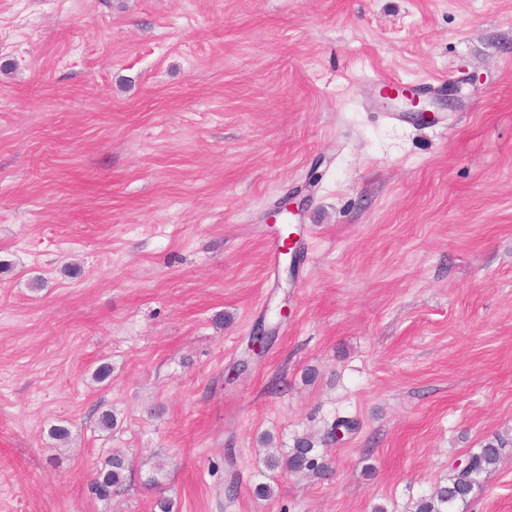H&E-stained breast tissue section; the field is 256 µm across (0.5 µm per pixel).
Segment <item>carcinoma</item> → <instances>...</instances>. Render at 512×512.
I'll use <instances>...</instances> for the list:
<instances>
[{
	"label": "carcinoma",
	"instance_id": "carcinoma-1",
	"mask_svg": "<svg viewBox=\"0 0 512 512\" xmlns=\"http://www.w3.org/2000/svg\"><path fill=\"white\" fill-rule=\"evenodd\" d=\"M500 456V447L493 443L468 454L467 468L461 470L451 466L446 481L439 483L429 497L418 500L414 512H457V505L467 502L483 474L497 466ZM266 465L270 469L284 466L298 473L320 474L326 469L324 456L315 448V441L307 436L297 438L286 457L281 459L274 454L269 455ZM133 471V463L123 456L113 455L107 467L97 472L93 493L100 499L111 498L123 487L127 474Z\"/></svg>",
	"mask_w": 512,
	"mask_h": 512
}]
</instances>
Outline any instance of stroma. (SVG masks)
<instances>
[{
	"mask_svg": "<svg viewBox=\"0 0 512 512\" xmlns=\"http://www.w3.org/2000/svg\"><path fill=\"white\" fill-rule=\"evenodd\" d=\"M493 441L459 512H512V0H0V512H413ZM266 465L270 469L285 466L288 471L298 473L320 474L326 469L324 456L315 448V441L307 436L297 438L285 458L269 455ZM108 468L100 469L91 484L93 493L102 499H109L112 495L120 491L125 484L127 475L134 471L133 462H129L125 457L113 455L106 464ZM96 485V486H95Z\"/></svg>",
	"mask_w": 512,
	"mask_h": 512,
	"instance_id": "1",
	"label": "stroma"
}]
</instances>
